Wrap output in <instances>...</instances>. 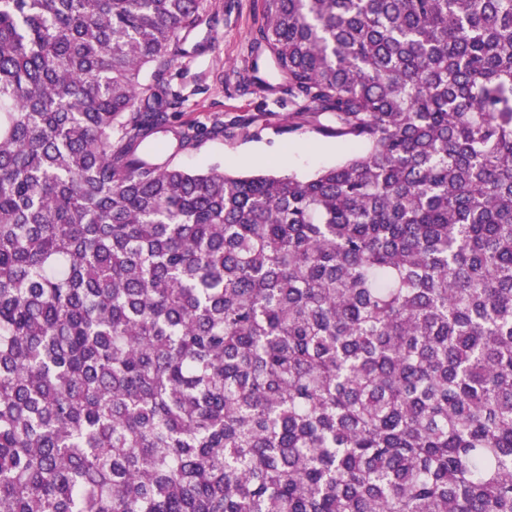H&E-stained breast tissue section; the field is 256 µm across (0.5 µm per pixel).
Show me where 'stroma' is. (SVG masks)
Wrapping results in <instances>:
<instances>
[{
  "label": "stroma",
  "instance_id": "stroma-1",
  "mask_svg": "<svg viewBox=\"0 0 512 512\" xmlns=\"http://www.w3.org/2000/svg\"><path fill=\"white\" fill-rule=\"evenodd\" d=\"M215 24L196 36L204 51L178 59L172 84L184 98L181 123L198 127L195 146L175 155L174 164L212 167L238 175L294 174L304 178L348 159L341 140L308 130L289 132L293 107L261 100L239 88L238 74L251 64L249 46L264 22L262 0H204ZM222 134H212L213 125Z\"/></svg>",
  "mask_w": 512,
  "mask_h": 512
}]
</instances>
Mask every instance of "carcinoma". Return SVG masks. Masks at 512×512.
Instances as JSON below:
<instances>
[{"instance_id":"cac0c4a2","label":"carcinoma","mask_w":512,"mask_h":512,"mask_svg":"<svg viewBox=\"0 0 512 512\" xmlns=\"http://www.w3.org/2000/svg\"><path fill=\"white\" fill-rule=\"evenodd\" d=\"M263 12L311 177L165 157L202 0H0V512H512V0Z\"/></svg>"}]
</instances>
